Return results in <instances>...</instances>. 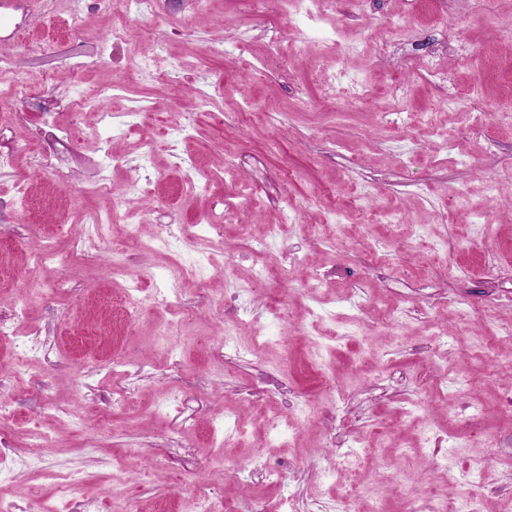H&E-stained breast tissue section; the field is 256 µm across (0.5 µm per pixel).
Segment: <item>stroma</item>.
<instances>
[{"instance_id": "35a3bbf8", "label": "stroma", "mask_w": 512, "mask_h": 512, "mask_svg": "<svg viewBox=\"0 0 512 512\" xmlns=\"http://www.w3.org/2000/svg\"><path fill=\"white\" fill-rule=\"evenodd\" d=\"M509 18L512 0L481 13L472 0H336L331 10L266 0L258 11L246 0H160L156 17L128 16L138 40L113 44L88 75L70 64L110 41L112 0H56L44 22L14 13L0 50L29 93L10 95L0 76V155L14 162L0 178V319L14 330L0 336V443L12 449L0 498L17 512L34 499L53 512H111L116 490L134 512H198L203 495L228 512H282L287 500L293 512H340L346 489L377 486L391 512L414 493L512 512V426L502 420L512 394V44L496 38ZM466 44L484 56L467 59ZM218 79L211 108L223 129L203 116L188 132L171 123ZM104 81L124 87L107 105L123 157L112 187L150 181L149 195L129 197L141 224L132 240L102 239L87 222L112 203L97 191L107 173L96 118L69 139L54 129L69 119L72 84L92 97ZM347 89L362 103L345 106ZM481 106L490 113L479 123ZM34 140L70 182L39 165ZM228 158L237 179L182 194L183 175ZM20 183L31 208L12 203ZM230 200L241 212L209 237L208 216ZM359 200L367 221L326 239V222ZM269 224L284 225L280 239ZM164 228L224 269L172 306L145 304L128 327L107 303L126 287L109 266L123 262L151 293L171 261L157 244ZM53 236L69 265L33 272L30 250ZM285 249L305 260L286 276ZM36 279L48 293L34 302ZM26 301L28 317L14 319ZM484 304L497 318L476 316ZM187 314L191 331L159 345L157 331ZM284 333L287 354L256 351L260 335ZM118 353L141 369L109 372ZM274 414L288 428L260 447ZM303 414L316 425L298 424ZM39 430L58 441L33 460L24 448ZM347 451L364 453V467L340 484L329 473ZM132 452L139 465L128 470ZM60 474L82 479L80 497L61 498Z\"/></svg>"}]
</instances>
